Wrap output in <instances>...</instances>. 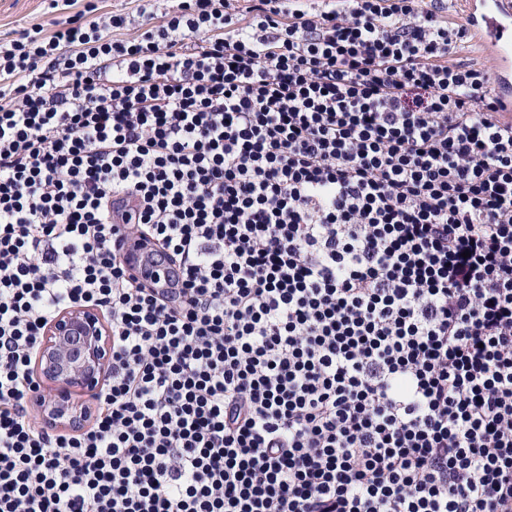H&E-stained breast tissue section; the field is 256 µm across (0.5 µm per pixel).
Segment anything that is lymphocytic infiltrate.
<instances>
[{
    "instance_id": "obj_1",
    "label": "lymphocytic infiltrate",
    "mask_w": 512,
    "mask_h": 512,
    "mask_svg": "<svg viewBox=\"0 0 512 512\" xmlns=\"http://www.w3.org/2000/svg\"><path fill=\"white\" fill-rule=\"evenodd\" d=\"M230 6L0 39V512H512V122L466 26ZM73 305L112 368L56 433ZM455 59L463 64L474 65L475 67L490 69L493 66L491 59L472 40L464 45V48L457 53ZM111 364L112 333L101 314L85 307L59 312L35 353L34 374L45 390L34 401L42 415L72 432L85 425L92 408L81 397L99 391Z\"/></svg>"
}]
</instances>
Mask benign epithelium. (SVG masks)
I'll list each match as a JSON object with an SVG mask.
<instances>
[{"label":"benign epithelium","mask_w":512,"mask_h":512,"mask_svg":"<svg viewBox=\"0 0 512 512\" xmlns=\"http://www.w3.org/2000/svg\"><path fill=\"white\" fill-rule=\"evenodd\" d=\"M112 364V333L94 309L62 310L46 325L34 374L43 391L34 397L42 415L76 431L92 408L81 401L99 391Z\"/></svg>","instance_id":"1"}]
</instances>
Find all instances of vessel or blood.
Masks as SVG:
<instances>
[{
	"label": "vessel or blood",
	"mask_w": 512,
	"mask_h": 512,
	"mask_svg": "<svg viewBox=\"0 0 512 512\" xmlns=\"http://www.w3.org/2000/svg\"><path fill=\"white\" fill-rule=\"evenodd\" d=\"M464 23L493 54L494 95L512 119V0H464Z\"/></svg>",
	"instance_id": "b4317fda"
}]
</instances>
